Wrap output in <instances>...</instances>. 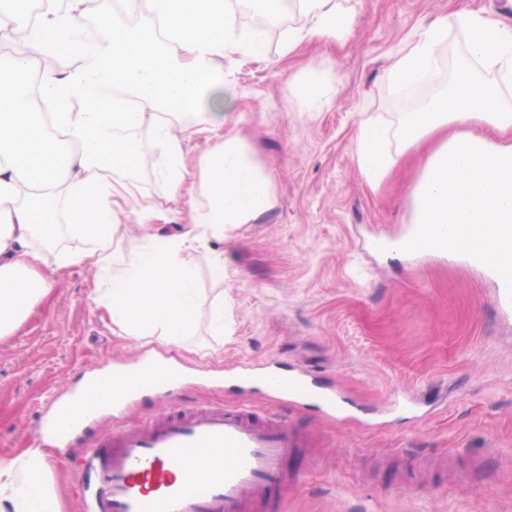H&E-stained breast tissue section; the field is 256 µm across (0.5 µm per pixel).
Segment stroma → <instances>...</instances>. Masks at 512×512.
Here are the masks:
<instances>
[{"instance_id":"obj_1","label":"stroma","mask_w":512,"mask_h":512,"mask_svg":"<svg viewBox=\"0 0 512 512\" xmlns=\"http://www.w3.org/2000/svg\"><path fill=\"white\" fill-rule=\"evenodd\" d=\"M351 17L343 40L304 42L285 53L294 25L283 9L268 29L265 59L231 78L240 95L227 127L271 180L272 207L224 229L194 257L199 316L180 345L151 351L185 369L176 398L189 405L249 403L304 428L312 445L286 462L296 482L280 512H512V311L495 302L496 281L460 257H380L364 239L398 234L411 221V193L430 146L391 138L397 164L380 181L360 171L361 119L397 126L413 99L394 92L387 70L435 18L468 9L512 23V0H339ZM318 80L315 107L289 83ZM129 179L170 208L155 174L159 144L143 134ZM224 260V276L211 269ZM48 295L0 336V455L35 443L52 403L86 375L142 346L96 303L87 268L49 263ZM224 301V335L210 309ZM306 370L355 407L326 419L315 404H269L257 386L225 385L238 366ZM111 417L93 419L67 448H45L60 512H82L76 461Z\"/></svg>"}]
</instances>
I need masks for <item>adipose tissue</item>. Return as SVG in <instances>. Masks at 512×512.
<instances>
[{
    "instance_id": "ef3b65f1",
    "label": "adipose tissue",
    "mask_w": 512,
    "mask_h": 512,
    "mask_svg": "<svg viewBox=\"0 0 512 512\" xmlns=\"http://www.w3.org/2000/svg\"><path fill=\"white\" fill-rule=\"evenodd\" d=\"M127 12L147 5L152 23L135 29L109 19L102 0H53L34 20L14 0L0 6V32L43 44L76 69L45 70L41 94L51 115L34 111L22 81L31 67L23 55L0 58V336L26 316L51 284L39 272L47 262L31 238L53 242L58 219L71 238L93 243L89 253L64 255L86 265L100 306L132 338L179 344L198 312L193 253L272 206L271 185L244 143L226 132V114L238 94L228 71L263 56L267 32L237 27L229 0H124ZM300 21L288 32L287 50L306 41H336L350 18L336 0H296ZM100 19L101 37L88 42V17ZM460 30L468 61L445 86L434 80L449 30ZM492 80H485V73ZM394 89L432 85L417 109L403 113L397 134L406 145L435 147L412 189V221L435 249L464 246L512 224V144L478 134L484 126L512 133V26L456 10L423 28L388 70ZM80 111H72V99ZM151 132L161 151L156 174L170 199L183 197L188 174L184 144L211 132L197 160L200 191L186 199L184 234L116 242L122 218L150 221L160 210L141 200L121 173L139 162L133 142ZM388 132L362 120L355 151L369 178L395 165L384 149ZM0 512H59L41 448L0 456Z\"/></svg>"
}]
</instances>
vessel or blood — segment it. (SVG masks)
Masks as SVG:
<instances>
[{
  "label": "vessel or blood",
  "instance_id": "obj_1",
  "mask_svg": "<svg viewBox=\"0 0 512 512\" xmlns=\"http://www.w3.org/2000/svg\"><path fill=\"white\" fill-rule=\"evenodd\" d=\"M421 237L418 225L402 234L376 238L374 252H411ZM466 262L498 275L512 262V225H500L490 247L470 249ZM275 404L318 403L326 416L345 413L339 394L319 390L311 373L263 374L260 379ZM74 400L59 403L38 424L39 445L65 448L82 431ZM308 437L277 414L260 416L240 406L171 405L157 417L120 430L101 431L79 458L78 491L84 512H256L288 493L292 483L283 467L293 449ZM220 449L229 462L216 476L201 475L195 458Z\"/></svg>",
  "mask_w": 512,
  "mask_h": 512
}]
</instances>
